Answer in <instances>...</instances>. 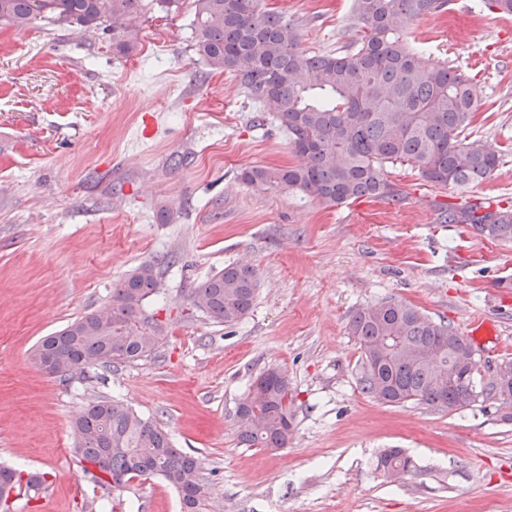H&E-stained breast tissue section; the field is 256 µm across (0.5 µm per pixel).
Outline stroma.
Here are the masks:
<instances>
[{"label": "stroma", "mask_w": 512, "mask_h": 512, "mask_svg": "<svg viewBox=\"0 0 512 512\" xmlns=\"http://www.w3.org/2000/svg\"><path fill=\"white\" fill-rule=\"evenodd\" d=\"M303 49L338 52L356 37L352 0H263ZM192 0L136 21L116 55L105 36L0 24V463L43 473V493L12 512H180L157 477L128 482L120 507L82 474L75 417L94 398L124 400L194 456L218 512H512V421L497 404L452 413L387 405L362 393L348 324L395 297L465 332L493 317L512 359V242L448 224V205L512 202V16L454 0L409 41L479 92L473 138L503 156L479 185L442 188L403 163L398 202L328 207L297 188L259 190L239 175L288 166L294 150L239 79L209 74L191 39ZM156 264L164 291L149 311L167 325L157 353L93 381L63 382L32 360L37 342L107 305L113 286ZM259 290L237 325L190 310L188 295L230 263ZM287 371L296 395L287 447L237 439L236 405L263 371ZM410 456L393 482L387 448ZM376 468L389 478L402 477L411 472V460L400 448H387L378 457Z\"/></svg>", "instance_id": "1"}]
</instances>
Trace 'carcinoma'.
<instances>
[{
  "instance_id": "cac0c4a2",
  "label": "carcinoma",
  "mask_w": 512,
  "mask_h": 512,
  "mask_svg": "<svg viewBox=\"0 0 512 512\" xmlns=\"http://www.w3.org/2000/svg\"><path fill=\"white\" fill-rule=\"evenodd\" d=\"M181 0H0V22L21 32L41 22L101 33L112 52L131 53L133 21L158 4L178 10ZM192 41L209 68L239 78L248 97L273 108L288 132L299 164L253 166L241 171L248 186L299 188L319 202L340 206L358 199H401L385 167L407 162L435 187L480 183L500 156L469 139L478 92L452 66H430L410 47L421 17L445 9L448 0H353L358 38L350 49L316 53L301 48L296 27L261 0H194ZM450 224L512 241V208L480 203L448 206ZM257 271L234 263L190 292V306L226 326L251 311ZM161 272L143 263L112 289V300L41 340L33 359L47 374L91 381L101 372L154 354L166 326L145 314L161 293ZM361 350L359 385L382 403H423L452 412L494 395L491 379L448 366V356L475 352L466 337L404 300L382 299L349 323ZM296 396L288 374L271 368L256 377L236 408L237 437L257 448H284L294 431ZM75 453L83 474L102 488L119 490L136 478L160 476L179 493L180 512H207L209 486L193 456L175 448L166 429L114 397L90 402L74 421ZM376 468L387 477L411 472L399 448H387ZM43 480L0 465V503L7 494Z\"/></svg>"
}]
</instances>
